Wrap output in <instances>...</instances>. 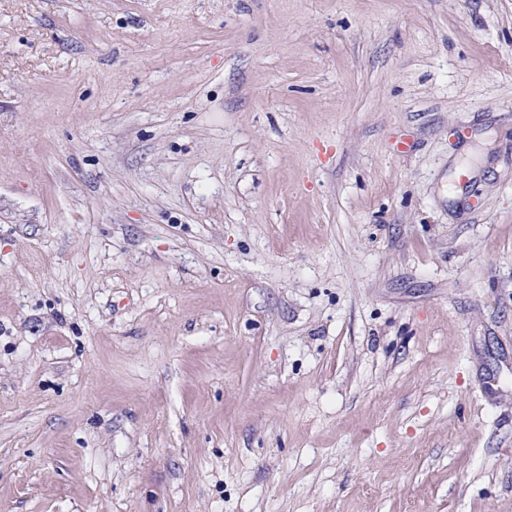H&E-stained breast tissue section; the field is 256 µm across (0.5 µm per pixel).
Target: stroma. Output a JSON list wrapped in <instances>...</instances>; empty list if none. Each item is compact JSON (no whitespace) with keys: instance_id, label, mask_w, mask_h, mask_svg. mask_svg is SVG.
Returning a JSON list of instances; mask_svg holds the SVG:
<instances>
[{"instance_id":"1","label":"stroma","mask_w":512,"mask_h":512,"mask_svg":"<svg viewBox=\"0 0 512 512\" xmlns=\"http://www.w3.org/2000/svg\"><path fill=\"white\" fill-rule=\"evenodd\" d=\"M0 512H512V0H0Z\"/></svg>"}]
</instances>
